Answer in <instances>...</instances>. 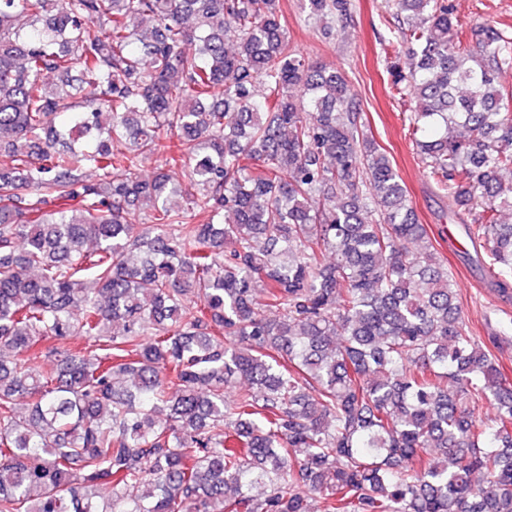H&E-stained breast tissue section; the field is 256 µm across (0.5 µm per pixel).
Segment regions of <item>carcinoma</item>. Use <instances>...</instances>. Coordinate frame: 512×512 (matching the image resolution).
I'll return each instance as SVG.
<instances>
[{
  "mask_svg": "<svg viewBox=\"0 0 512 512\" xmlns=\"http://www.w3.org/2000/svg\"><path fill=\"white\" fill-rule=\"evenodd\" d=\"M391 8L416 154L508 296L512 30ZM281 18L0 0V512H512V382L344 77Z\"/></svg>",
  "mask_w": 512,
  "mask_h": 512,
  "instance_id": "cac0c4a2",
  "label": "carcinoma"
}]
</instances>
